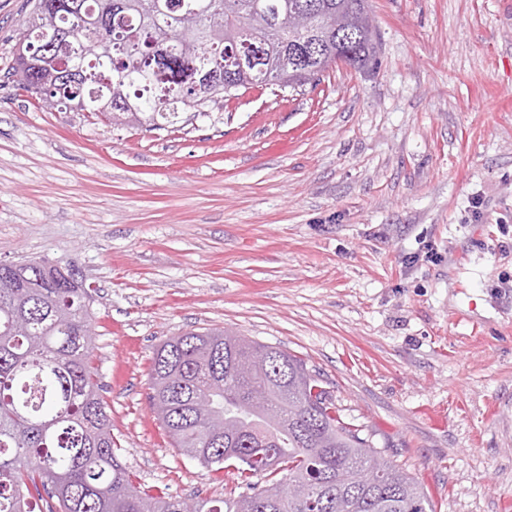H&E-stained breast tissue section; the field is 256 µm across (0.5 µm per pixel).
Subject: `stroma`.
<instances>
[{
    "label": "stroma",
    "instance_id": "obj_1",
    "mask_svg": "<svg viewBox=\"0 0 512 512\" xmlns=\"http://www.w3.org/2000/svg\"><path fill=\"white\" fill-rule=\"evenodd\" d=\"M33 4L0 0V264L95 288L137 486H232L171 447L148 399L163 341L220 328L303 359L434 512H512V0H369L375 65L150 131L19 86Z\"/></svg>",
    "mask_w": 512,
    "mask_h": 512
}]
</instances>
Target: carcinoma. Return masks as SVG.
<instances>
[{"instance_id":"obj_1","label":"carcinoma","mask_w":512,"mask_h":512,"mask_svg":"<svg viewBox=\"0 0 512 512\" xmlns=\"http://www.w3.org/2000/svg\"><path fill=\"white\" fill-rule=\"evenodd\" d=\"M37 0L31 54L45 56L50 26L82 42L112 38L110 53L68 56L52 88L15 59L23 88L69 107L112 96L115 124L160 129L187 109L218 104L244 88L313 85L341 50L355 66L376 59L377 34L362 24L368 0H112L104 29L83 27L106 0H67L56 14ZM235 87L202 102L199 76ZM92 296L44 260L0 265V512H183L184 499L137 489L113 448L112 423L93 366ZM221 329L189 331L156 349L149 401L172 447L206 467L232 468L250 490L196 498V512H433L418 483L346 422L320 379L277 349L288 387L262 357L271 346ZM374 466L375 486L357 473ZM280 472L282 480L274 479ZM266 478L260 486L252 479Z\"/></svg>"}]
</instances>
